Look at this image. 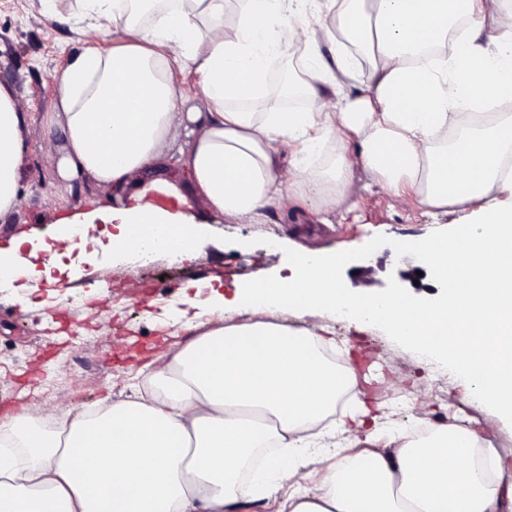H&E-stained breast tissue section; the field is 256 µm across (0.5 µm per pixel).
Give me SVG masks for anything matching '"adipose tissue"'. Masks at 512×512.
<instances>
[{"mask_svg":"<svg viewBox=\"0 0 512 512\" xmlns=\"http://www.w3.org/2000/svg\"><path fill=\"white\" fill-rule=\"evenodd\" d=\"M137 2L80 0L120 42L88 45L56 77L45 139L59 176L98 206L58 224L55 255L116 222L114 255L193 258L202 224L147 200L187 203L154 178L170 167L213 211L247 221L287 208L296 189L333 212L358 194V166L397 201L473 221L397 245L439 271L445 303L352 295L336 277L341 254L307 252L290 280L249 281L232 305L210 298L213 326L146 364L144 389L90 409L14 405L0 418V512H230L284 485L282 512H512V467L470 429L430 424L359 452L362 391L351 367L324 358L334 314L349 310L448 362L487 407V430L512 422V7L237 0L229 22L227 0H173L143 21ZM298 49L307 111L265 92L270 62ZM175 64L198 75L194 99L174 86ZM258 100L264 111L251 110ZM28 118L0 85V219L22 203ZM330 142L331 163H315ZM124 196L133 206H113ZM332 414L333 433L321 427ZM306 448L331 451L320 477Z\"/></svg>","mask_w":512,"mask_h":512,"instance_id":"ef3b65f1","label":"adipose tissue"}]
</instances>
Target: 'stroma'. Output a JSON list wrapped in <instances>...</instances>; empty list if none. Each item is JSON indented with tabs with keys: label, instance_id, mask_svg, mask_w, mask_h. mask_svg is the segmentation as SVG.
Instances as JSON below:
<instances>
[{
	"label": "stroma",
	"instance_id": "1",
	"mask_svg": "<svg viewBox=\"0 0 512 512\" xmlns=\"http://www.w3.org/2000/svg\"><path fill=\"white\" fill-rule=\"evenodd\" d=\"M85 39L79 19L49 22L42 0H0V84L30 104L21 180L25 201L0 223L1 248L21 233L50 241L57 220L73 209L93 207L89 190L58 177L43 130L57 96L53 77L82 50ZM355 177L362 193L345 199L322 223L306 202L286 212L269 208L261 220L248 223L215 214L196 197L191 212L208 225L209 241L193 259L179 262L159 254L145 261L131 253L116 262L97 247L63 258L72 273L56 282L0 286V370L12 375L10 383L0 385V405L36 395L52 404L80 406L109 391L120 393L138 381L144 364L186 342L185 322L202 312L194 304L197 295L216 293L230 300L252 279L291 277L304 248L341 252L345 263L337 276L353 294L400 295L416 303L445 298L447 290L430 266L416 254L396 252L395 245L449 234L454 225L466 223L465 212L403 206L363 171ZM115 282L124 285L123 296L102 297ZM43 316L48 319L44 330L33 332L31 320ZM335 326L337 358L352 363L358 348H365L374 375L394 384L366 397L371 415H379L381 405L391 406L402 433L421 417L436 425L455 422L489 435L512 464V427L486 431V411L461 376L422 362L382 324L359 327L339 320Z\"/></svg>",
	"mask_w": 512,
	"mask_h": 512
}]
</instances>
